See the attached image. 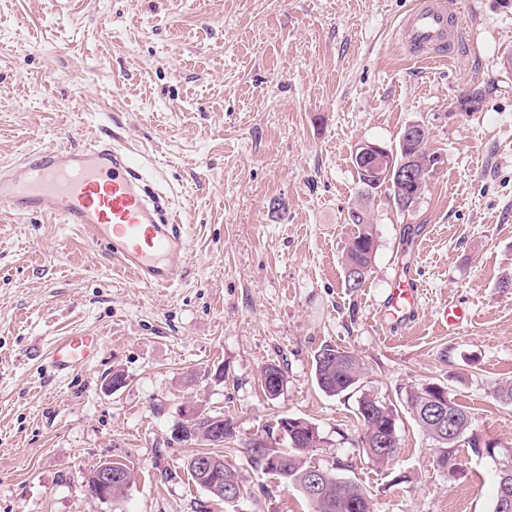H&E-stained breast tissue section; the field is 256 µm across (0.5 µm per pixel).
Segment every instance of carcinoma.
<instances>
[{
    "mask_svg": "<svg viewBox=\"0 0 512 512\" xmlns=\"http://www.w3.org/2000/svg\"><path fill=\"white\" fill-rule=\"evenodd\" d=\"M426 137L410 140L406 133H401L397 153L414 155L423 162L438 160L437 156L423 151ZM353 164L362 185V195L370 197L378 189L386 186L393 194L395 203L403 208L405 190L393 178L385 175L375 176L364 167L358 156H353ZM348 223L358 227L357 234L351 239L345 256L346 287L354 290L365 282L376 253V240L369 222L366 209L353 207L348 211ZM365 373L364 364L352 352L326 345L315 355L314 376L318 387L330 396H338L360 388ZM431 385L422 386L407 394V406L417 426L429 439L441 448L437 458L439 467L454 472L457 469L454 448L458 443L467 440L472 450L480 454L486 452L498 453L501 458L496 481L494 512H512V499L507 495L512 493V451L505 449L496 451V447L487 445L470 433L471 419L466 407L460 405L454 398H448V408L454 416V436L448 433L426 413L427 395ZM357 417L362 424L361 447L362 453L377 463L391 460L398 451V436H396L397 413L391 407L384 405L375 398L363 394L359 397ZM289 449L270 448L261 441L253 443L248 449L252 464L264 473L273 476L285 486H294L304 491L310 470L313 466L306 464L304 455L321 444L317 427L310 422L298 423L289 429ZM201 456L219 459V468L210 475L206 486L218 500L225 501L223 491L229 487L247 494V488L239 473L224 464V456L213 451H201ZM324 475L322 490L315 498H307L311 512H373L372 501L368 493L355 482L345 481L327 469H321Z\"/></svg>",
    "mask_w": 512,
    "mask_h": 512,
    "instance_id": "cac0c4a2",
    "label": "carcinoma"
}]
</instances>
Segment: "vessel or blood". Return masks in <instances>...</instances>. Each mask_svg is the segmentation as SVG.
Here are the masks:
<instances>
[{"mask_svg": "<svg viewBox=\"0 0 512 512\" xmlns=\"http://www.w3.org/2000/svg\"><path fill=\"white\" fill-rule=\"evenodd\" d=\"M448 38L446 0H419L399 39L412 49L437 50ZM0 205L19 214H46L88 232L147 288H169L184 269L188 242L178 217L165 215L163 199L148 193L133 158L109 141L54 147L25 157L18 168L0 171ZM421 281L407 271L389 288L383 307L396 323L413 321ZM99 336L59 339L44 365L64 376L94 361Z\"/></svg>", "mask_w": 512, "mask_h": 512, "instance_id": "b4317fda", "label": "vessel or blood"}]
</instances>
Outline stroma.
Wrapping results in <instances>:
<instances>
[{"instance_id": "stroma-1", "label": "stroma", "mask_w": 512, "mask_h": 512, "mask_svg": "<svg viewBox=\"0 0 512 512\" xmlns=\"http://www.w3.org/2000/svg\"><path fill=\"white\" fill-rule=\"evenodd\" d=\"M416 3L0 0V168L113 141L183 214L189 243L179 284L145 288L83 230L0 213V512H308L247 454L286 447L284 415L317 427L310 464L363 487L374 512H493L496 461L464 444L459 471L439 468L406 398L443 385L480 440L512 449V405L494 397L512 381V290L498 286L512 278V6L456 0L459 53L426 60L394 38ZM477 84L481 109L454 111ZM415 122L441 162L411 209L371 197L375 259L346 288L352 155L364 141L396 151ZM406 267L424 291L402 327L380 310ZM75 333L101 337L99 358L49 375L44 353ZM327 344L361 359L359 392L318 389ZM270 363L285 375L275 400ZM363 393L399 413L385 465L358 447ZM191 405L234 425L217 452L245 479L237 503L189 473L201 446L175 429ZM107 461L134 480L105 503L83 480Z\"/></svg>"}]
</instances>
